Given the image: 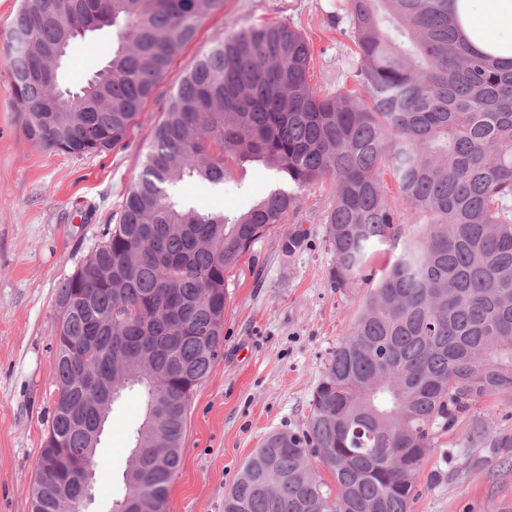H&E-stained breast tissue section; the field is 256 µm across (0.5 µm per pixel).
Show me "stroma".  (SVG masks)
Listing matches in <instances>:
<instances>
[{
	"instance_id": "obj_1",
	"label": "stroma",
	"mask_w": 512,
	"mask_h": 512,
	"mask_svg": "<svg viewBox=\"0 0 512 512\" xmlns=\"http://www.w3.org/2000/svg\"><path fill=\"white\" fill-rule=\"evenodd\" d=\"M280 23L313 50L312 83L324 94L354 81L358 56L344 0H223L174 59L125 139L83 156L47 151L31 141L9 95V60L0 46V512H31L40 449L57 399L52 372L56 290L117 223L140 171L144 149L181 78L214 38L247 25ZM112 57L105 28L75 43L60 79L78 88ZM253 164L218 186L181 183L177 193L201 211L249 206L275 184ZM331 184L298 194L284 223L256 241L226 272L221 356L194 389L182 439V464L165 512H224L244 461L264 437L303 431L312 393L368 287H333L325 213ZM297 237L292 253L284 240ZM484 439L471 427L477 405L442 434L419 476L410 512H512V404L499 401ZM142 417L138 391L114 403L96 458L101 491L89 512H109L124 495L123 471Z\"/></svg>"
}]
</instances>
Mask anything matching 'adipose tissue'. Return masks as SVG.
<instances>
[{
    "mask_svg": "<svg viewBox=\"0 0 512 512\" xmlns=\"http://www.w3.org/2000/svg\"><path fill=\"white\" fill-rule=\"evenodd\" d=\"M460 40L474 52L512 62V0H452Z\"/></svg>",
    "mask_w": 512,
    "mask_h": 512,
    "instance_id": "adipose-tissue-1",
    "label": "adipose tissue"
}]
</instances>
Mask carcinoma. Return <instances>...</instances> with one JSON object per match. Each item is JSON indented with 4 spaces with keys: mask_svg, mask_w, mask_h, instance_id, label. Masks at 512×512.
<instances>
[{
    "mask_svg": "<svg viewBox=\"0 0 512 512\" xmlns=\"http://www.w3.org/2000/svg\"><path fill=\"white\" fill-rule=\"evenodd\" d=\"M220 4L22 0L6 51L28 137L70 155L120 143ZM346 7L359 61L350 88L321 94L310 44L282 24L216 38L182 78L118 224L57 289L58 397L31 512H59L63 488L95 466L85 431L134 387L166 415L154 433L136 430L120 501L165 512L190 395L219 358L224 273L321 180L333 185L334 287L376 283L331 353L306 429L265 438L268 452L243 463L224 512H410L438 434L483 400L512 403V65L458 41L448 0ZM98 21L116 37L112 59L79 91H60L45 50ZM30 30L34 40L13 48ZM252 163L284 183L242 212L177 196L187 180L220 184ZM384 244L394 251L377 278L369 263Z\"/></svg>",
    "mask_w": 512,
    "mask_h": 512,
    "instance_id": "cac0c4a2",
    "label": "carcinoma"
}]
</instances>
